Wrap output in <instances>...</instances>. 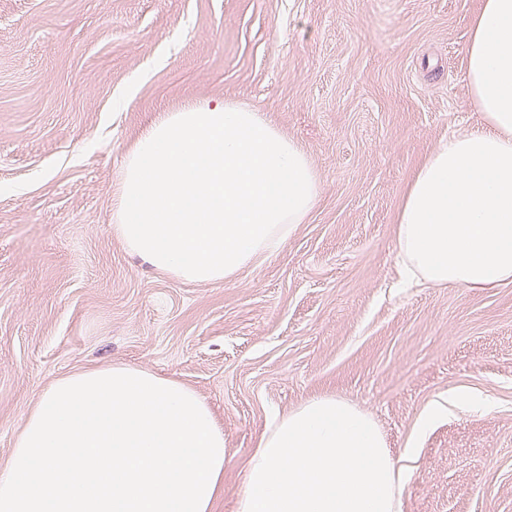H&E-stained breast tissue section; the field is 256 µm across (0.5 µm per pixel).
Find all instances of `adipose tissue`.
Here are the masks:
<instances>
[{
	"instance_id": "ef3b65f1",
	"label": "adipose tissue",
	"mask_w": 512,
	"mask_h": 512,
	"mask_svg": "<svg viewBox=\"0 0 512 512\" xmlns=\"http://www.w3.org/2000/svg\"><path fill=\"white\" fill-rule=\"evenodd\" d=\"M466 79L481 123L414 172L397 216L407 280L460 288L512 281V0H481ZM320 175L263 113L227 100L150 121L126 150L113 232L186 282L235 279L305 223ZM224 429L190 387L126 364L56 380L0 467V512H214ZM409 479L376 423L333 395L274 417L235 512H400Z\"/></svg>"
}]
</instances>
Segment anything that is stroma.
<instances>
[{
    "instance_id": "1",
    "label": "stroma",
    "mask_w": 512,
    "mask_h": 512,
    "mask_svg": "<svg viewBox=\"0 0 512 512\" xmlns=\"http://www.w3.org/2000/svg\"><path fill=\"white\" fill-rule=\"evenodd\" d=\"M480 2L0 0V466L56 379L131 364L222 423L215 512H235L271 415L321 394L413 449L401 512H512V282L402 287L395 239L416 167L481 121ZM214 98L301 143L320 196L279 253L195 284L129 254L112 206L149 120ZM463 391L495 412L450 403Z\"/></svg>"
}]
</instances>
